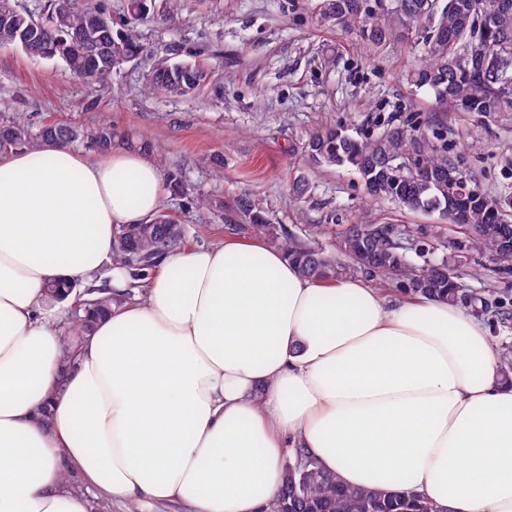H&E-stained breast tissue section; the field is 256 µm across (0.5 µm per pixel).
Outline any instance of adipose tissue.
<instances>
[{"instance_id":"adipose-tissue-1","label":"adipose tissue","mask_w":512,"mask_h":512,"mask_svg":"<svg viewBox=\"0 0 512 512\" xmlns=\"http://www.w3.org/2000/svg\"><path fill=\"white\" fill-rule=\"evenodd\" d=\"M167 194L137 150L0 154V512H88L74 472L124 501L261 512L290 448L348 487L512 512V385L458 305L310 279L228 234L164 254L65 361L44 287L99 286L115 229Z\"/></svg>"}]
</instances>
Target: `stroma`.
<instances>
[{"label":"stroma","instance_id":"obj_1","mask_svg":"<svg viewBox=\"0 0 512 512\" xmlns=\"http://www.w3.org/2000/svg\"><path fill=\"white\" fill-rule=\"evenodd\" d=\"M321 0H182L177 16L139 24L153 59L203 64L204 85L191 97L150 93L142 65L114 71L110 85L91 92L61 61L0 47V116L39 126L94 118L111 126L117 145L149 146L164 173L181 172L185 195H168L163 210L179 216L190 245L217 243L236 217L229 206L247 194L275 223L299 232L317 224V239L336 245L339 225L399 224L431 240L433 258L462 274L465 289L512 312V264L470 248L461 228L438 215L414 214L366 198L357 174L315 166L304 146L325 126L352 134L378 119L446 114L448 150L479 188L500 197L512 214V113L446 112L406 74L411 45L367 50L319 16ZM224 201L198 208L197 197Z\"/></svg>","mask_w":512,"mask_h":512}]
</instances>
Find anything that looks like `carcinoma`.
<instances>
[{
  "label": "carcinoma",
  "instance_id": "obj_1",
  "mask_svg": "<svg viewBox=\"0 0 512 512\" xmlns=\"http://www.w3.org/2000/svg\"><path fill=\"white\" fill-rule=\"evenodd\" d=\"M126 0L129 22L117 28L102 4L74 8L71 0H48L41 22L34 14L17 9L14 0H0V46L18 47L25 53L62 61L77 81L89 90L110 83L115 67L112 56L131 62L148 59L136 23L159 13L172 15L180 0ZM492 15L486 23L483 14ZM322 16L356 41L375 49L395 41L413 40L422 66L413 69V85L427 87L441 105L463 112H512V0H446L435 11L430 0H391L385 8L371 0H323ZM206 79L205 71L189 61H159L149 66L148 88L173 96H191ZM417 119L386 123L377 132L354 137L342 126L325 127L309 139L305 152L317 165L354 170L365 193L387 199L410 212L437 213L451 220L456 199L469 200L465 229L473 245L486 249L505 263L512 251H502V241L512 240V222L496 221L489 205L501 200L478 189L448 147L439 142L444 121L431 118L419 128ZM87 142L100 153L112 151V128L87 121L81 126L48 121L37 129L15 120L0 121V154L37 150L49 142ZM413 162L411 173L399 177L394 164ZM235 210L244 220L227 231L251 240L262 239L283 250L305 277L336 280L362 276L376 285L388 284L404 293H421L453 304L468 306L461 279L448 282V264L431 262L426 254L409 246L401 226L357 222L339 233V252L319 245L304 234L274 224L247 195L238 197ZM187 242L185 225L160 212L146 224H132L116 231L112 264L142 281L156 259L182 248ZM89 298L83 312L71 314L65 341L93 333L95 319L107 313L119 299L99 289H86ZM501 373L512 383V344L498 347ZM262 512H437L434 504L418 495L352 488L340 483L336 473L320 467L303 448H291L284 465L279 493Z\"/></svg>",
  "mask_w": 512,
  "mask_h": 512
}]
</instances>
